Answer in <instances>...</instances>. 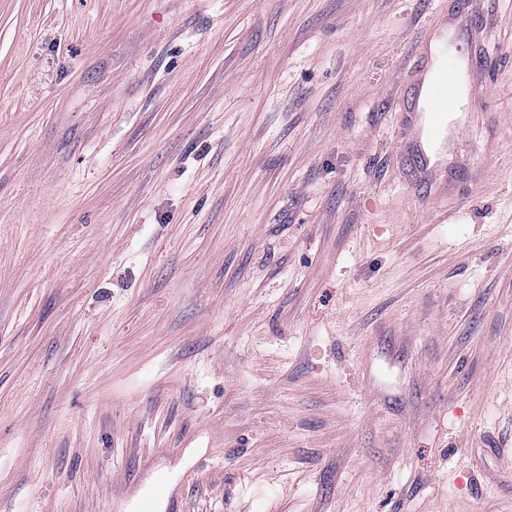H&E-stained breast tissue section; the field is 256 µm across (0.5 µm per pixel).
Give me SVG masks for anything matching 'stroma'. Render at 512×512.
Returning a JSON list of instances; mask_svg holds the SVG:
<instances>
[{
	"label": "stroma",
	"mask_w": 512,
	"mask_h": 512,
	"mask_svg": "<svg viewBox=\"0 0 512 512\" xmlns=\"http://www.w3.org/2000/svg\"><path fill=\"white\" fill-rule=\"evenodd\" d=\"M482 175L400 172L442 11ZM512 512V0H0V512Z\"/></svg>",
	"instance_id": "stroma-1"
}]
</instances>
